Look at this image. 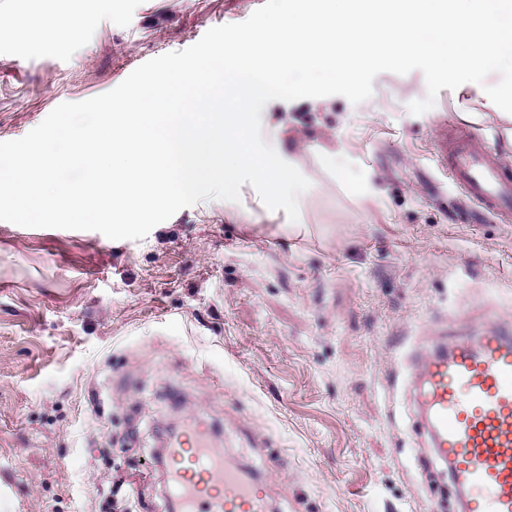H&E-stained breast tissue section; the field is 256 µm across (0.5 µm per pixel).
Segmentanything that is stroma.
<instances>
[{
	"instance_id": "stroma-1",
	"label": "stroma",
	"mask_w": 512,
	"mask_h": 512,
	"mask_svg": "<svg viewBox=\"0 0 512 512\" xmlns=\"http://www.w3.org/2000/svg\"><path fill=\"white\" fill-rule=\"evenodd\" d=\"M264 2L0 0V141ZM426 94L421 71L384 72L356 105H276L311 182L300 232L248 184L137 241L0 221V512H169L157 431L189 415L265 474L272 512H444L406 357L434 333L512 327V222L437 144L467 126L512 167V115L470 83L411 114Z\"/></svg>"
}]
</instances>
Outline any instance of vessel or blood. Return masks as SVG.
Here are the masks:
<instances>
[{
	"label": "vessel or blood",
	"mask_w": 512,
	"mask_h": 512,
	"mask_svg": "<svg viewBox=\"0 0 512 512\" xmlns=\"http://www.w3.org/2000/svg\"><path fill=\"white\" fill-rule=\"evenodd\" d=\"M449 171L468 197L512 219V176L473 131L457 133ZM407 367L414 430L448 472L460 512H512V329L427 341L409 353ZM166 455L179 512H269L262 477L231 464L209 429L172 438Z\"/></svg>",
	"instance_id": "obj_1"
}]
</instances>
